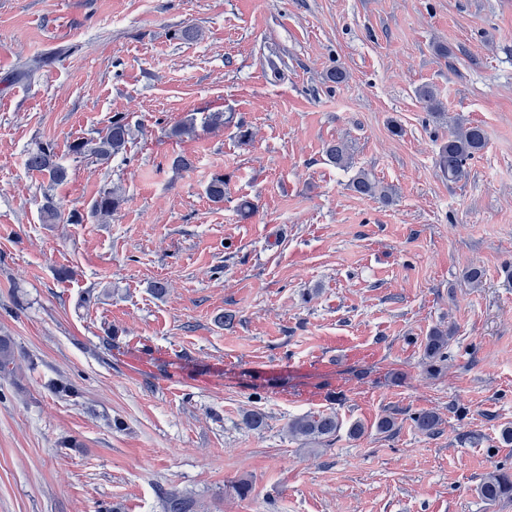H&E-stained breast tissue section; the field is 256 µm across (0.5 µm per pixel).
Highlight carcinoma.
<instances>
[{
    "mask_svg": "<svg viewBox=\"0 0 512 512\" xmlns=\"http://www.w3.org/2000/svg\"><path fill=\"white\" fill-rule=\"evenodd\" d=\"M418 96L430 112L440 110V100L436 90L425 85L418 89ZM132 140V129L123 116L115 115L96 136L89 139H77L69 146V152L76 158L89 157L104 165L125 154ZM486 146L484 130L478 124L455 121L448 141L440 148L437 164L448 180L458 182L467 175V161L473 159ZM325 153L330 162L339 168L351 166V155L347 143L338 141L326 146ZM26 167L48 177L53 184H62L68 178V169L56 158L50 145L39 146L28 152ZM352 189L363 196L379 195L388 197V189L379 185L370 174L361 171L352 180ZM207 198L219 204L224 202V175L215 174L206 186ZM125 202L122 189L118 186L105 187L99 191L92 203V214L103 224L112 219V215ZM43 223L58 224L62 212L52 197H44L41 206ZM452 331L433 329L427 337L423 364L427 372L437 374L448 361V345ZM17 367L13 342L8 336H0V372L12 373ZM415 428L423 435L433 436L439 432L441 418L432 411H421L412 417ZM341 428L336 413H306L288 419L286 433L288 437L308 447L329 443ZM482 500L493 505L503 500H512V472L496 468L486 473L478 486ZM198 503L186 493L178 490L167 492L161 500L162 512H197Z\"/></svg>",
    "mask_w": 512,
    "mask_h": 512,
    "instance_id": "obj_1",
    "label": "carcinoma"
}]
</instances>
